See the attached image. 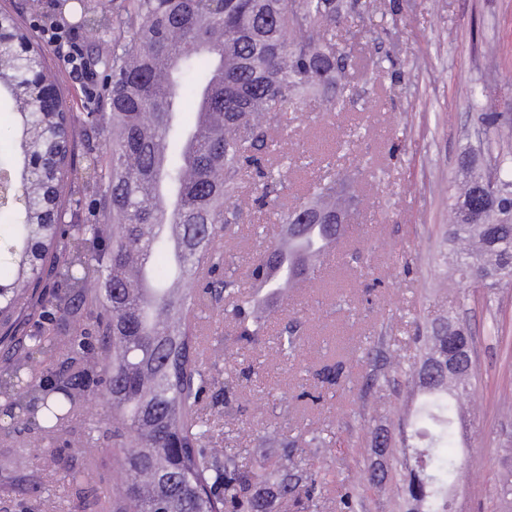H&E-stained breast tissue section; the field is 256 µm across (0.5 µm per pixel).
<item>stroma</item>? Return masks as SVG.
<instances>
[{"instance_id": "stroma-1", "label": "stroma", "mask_w": 512, "mask_h": 512, "mask_svg": "<svg viewBox=\"0 0 512 512\" xmlns=\"http://www.w3.org/2000/svg\"><path fill=\"white\" fill-rule=\"evenodd\" d=\"M119 0H0L34 37L44 15L62 17L63 39H75L89 64L72 72L57 47L44 45L47 65L71 112L100 109L90 86H102V59L112 53L111 34L89 38L84 20ZM359 15L336 29L338 47L350 55L347 100L308 103L281 139L288 157V206L308 199L309 183L331 173H352L350 193L359 210L347 226L348 241L331 253L313 279L302 281L289 302L271 313L279 325L297 324L298 357L285 356L277 335L260 345L225 347L231 332L223 310L206 309L199 329L212 364L205 417L224 447L245 459H279L286 438L303 433L333 436L332 448H297L294 456L322 471L319 512H340L344 489L360 493L359 512H405L399 489L402 452L399 422L414 408L405 371L420 360L422 339L437 319L453 316L474 338L477 369L472 391L477 405L457 438L454 455L479 480L459 477L451 490L456 512H506L498 477L512 468V283L491 298L458 286L450 259L448 212L458 162L475 150L483 169H493L485 149L489 133L480 108L466 91L476 88L512 130V0H364ZM256 190L236 204L244 224L225 235L224 251L237 273L270 242L282 220L272 216L255 234ZM499 335H491V325ZM344 361L347 375L322 382L320 370ZM259 367L225 391V370ZM320 395L318 404L300 400ZM95 396L69 417L60 462L27 455L42 432L33 425L0 432V512H113L114 475L106 450L111 437L91 442L90 425L103 419ZM391 437L381 447L382 437ZM89 464L99 478L97 496L68 483L65 468ZM381 483L370 486L371 474ZM44 488L42 498L30 493Z\"/></svg>"}]
</instances>
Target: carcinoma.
Segmentation results:
<instances>
[{
  "instance_id": "cac0c4a2",
  "label": "carcinoma",
  "mask_w": 512,
  "mask_h": 512,
  "mask_svg": "<svg viewBox=\"0 0 512 512\" xmlns=\"http://www.w3.org/2000/svg\"><path fill=\"white\" fill-rule=\"evenodd\" d=\"M359 8L358 0H121L108 22L87 23L92 35L112 27L109 112L88 116L112 130L108 152L89 146L74 165L76 119L39 112L19 88L25 63L0 60V84L17 105L11 149L24 164L44 163L28 197L32 206L8 202L0 211L16 223L0 228L9 256L0 279V399L9 409L44 412L43 431H64L71 412L90 391L97 345L104 356L93 391L112 420L95 431L112 433V469L120 476L114 512H269L265 486L294 512H317L320 473L285 459L247 464L237 452L210 446L211 424L201 404L210 384L204 341L193 320L204 303L224 304L237 344L259 343L267 320L241 281L225 271L220 233L239 224L235 205L243 173L262 182L259 209L280 214L291 236L312 253L336 245V225L318 219L345 204L344 182L313 183L315 203L284 204L274 175V138L288 129L311 98L334 102L347 89L349 55L336 45V26ZM196 113L185 126L182 112ZM496 180L465 162L462 188L451 197L448 237L473 248L454 253L464 288H494L512 280V151L496 155ZM82 181L94 196L84 218L58 220L60 191ZM186 261L187 287H173L168 240L156 227L167 211ZM152 253L151 293L127 284L134 256ZM321 263L305 267L268 246L248 277L279 294L310 279ZM168 321L153 324L148 313ZM68 318L61 337L42 325L19 334L16 320L39 315ZM280 346L300 352L298 329L284 326ZM58 356V386L47 391L31 380L35 353ZM475 371L461 365L448 375V322L432 326L416 372H408L423 401L416 421L400 428V447L413 449L404 464L407 512H448V487L461 473L448 445L456 427L467 428L456 406ZM67 480L93 488L90 471L70 465Z\"/></svg>"
}]
</instances>
